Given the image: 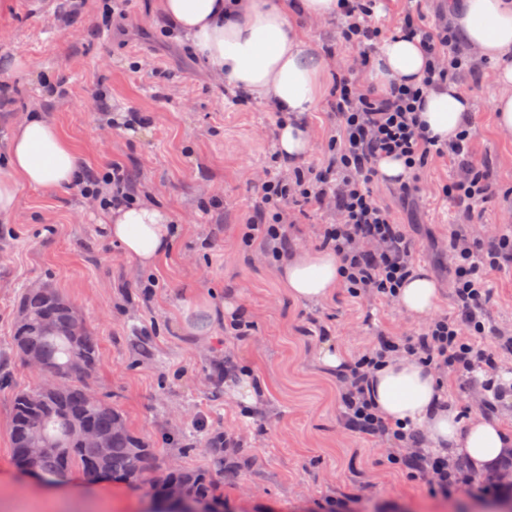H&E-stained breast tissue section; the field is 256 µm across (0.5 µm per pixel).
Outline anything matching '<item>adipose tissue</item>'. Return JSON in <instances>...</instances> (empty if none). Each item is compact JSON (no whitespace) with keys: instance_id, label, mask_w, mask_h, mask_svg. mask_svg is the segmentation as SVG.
Listing matches in <instances>:
<instances>
[{"instance_id":"1","label":"adipose tissue","mask_w":512,"mask_h":512,"mask_svg":"<svg viewBox=\"0 0 512 512\" xmlns=\"http://www.w3.org/2000/svg\"><path fill=\"white\" fill-rule=\"evenodd\" d=\"M451 24L474 57L498 65L500 90L493 99L496 124L512 132V0H457ZM172 31L190 41L214 79L243 97L282 113L277 150L289 166L311 149L305 121L324 91L332 60L306 36L301 20L336 16L339 0H155ZM429 59L418 40L394 33L382 39L369 59L379 91L419 84ZM470 99L455 83L430 88L418 111L430 134L444 140L467 127ZM82 158L54 121L25 112L12 123L0 150V219L12 217L22 189L65 191L82 178ZM109 237L139 267H152L173 250L178 229L165 207L142 201L109 210ZM280 279L301 301H328L341 286V260L330 250L296 252L282 260ZM438 300L435 281L416 268L403 283L398 303L417 318ZM371 398L386 420L416 427L434 447L475 470L494 469L512 449V434L476 413L460 422L446 402L434 370L422 360L393 356L373 370Z\"/></svg>"}]
</instances>
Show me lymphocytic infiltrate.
Listing matches in <instances>:
<instances>
[{
	"mask_svg": "<svg viewBox=\"0 0 512 512\" xmlns=\"http://www.w3.org/2000/svg\"><path fill=\"white\" fill-rule=\"evenodd\" d=\"M346 20L341 35L357 48L354 59L334 53V132L327 141L322 165H298L285 173L261 171L253 181L259 205L245 222V244H260L274 260L288 253V227L299 215L327 210L334 223L318 225L314 233L319 248L335 251L344 266L343 285L353 296L367 301L394 302L397 290L409 276L415 258L412 238L392 212L377 201L370 188L380 156L404 158L408 176L397 184L399 194L412 198L421 186L416 174L435 159L447 158L460 175L446 190L467 216L488 201L494 187L480 173L472 157L469 134L452 141L429 136L419 129L415 113L425 89L450 80L466 59L455 47L447 24L429 25L422 8L407 12L402 29L420 40L432 66L421 86L398 87L381 94L362 72L383 29L373 18L376 0H342ZM82 190L101 207L130 203L140 198L126 169L113 164L106 172L87 173ZM448 268L452 276L456 309L427 320L419 332L407 336H377L362 353L346 363L339 390L346 422L356 432L386 439L391 448L387 461L408 473L426 474L437 492L451 495L463 480L461 469L447 458L419 446L414 429L385 421L375 410L368 392L372 370L392 356L424 359L440 373L463 377L483 372L484 390L503 398L506 386L497 385L501 352L512 351V336L496 346L479 345L485 325L479 320L492 299L486 286L488 273L512 265V232L493 225L472 234L468 225L453 224L448 231Z\"/></svg>",
	"mask_w": 512,
	"mask_h": 512,
	"instance_id": "f902f5d3",
	"label": "lymphocytic infiltrate"
}]
</instances>
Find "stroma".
Listing matches in <instances>:
<instances>
[{
  "label": "stroma",
  "mask_w": 512,
  "mask_h": 512,
  "mask_svg": "<svg viewBox=\"0 0 512 512\" xmlns=\"http://www.w3.org/2000/svg\"><path fill=\"white\" fill-rule=\"evenodd\" d=\"M154 0H128L126 31L107 26L105 0H85L72 26L55 27L61 0H7L0 27L12 33L0 45V84L10 101L0 107V147L14 118L40 111L62 128L86 168L121 163L148 200L180 227L174 249L154 268L139 270L109 239L97 200L67 191L23 189L18 209L0 222V512H152L148 487L88 481L74 470L64 479L24 478L13 460L10 399L38 386L20 365L12 329L21 293L48 283L80 311L100 343L95 391L110 400L129 427L158 453L154 480L169 465L209 467L205 451L213 431L234 429L236 445L224 456L226 512H492V498L435 494L426 476L382 461L383 442L348 428L338 401L339 374L323 364L324 340L355 355L372 337L395 327L418 331L399 306L354 298L339 288L329 302L291 297L276 263L241 241L258 198L249 172L268 167L276 150V118L255 101L231 94L214 80L189 41L169 37ZM110 56L102 67L101 56ZM496 69L487 62L457 74L467 89L475 124L472 151L495 196L482 204V221H512V133L501 132L492 111ZM66 83V98L48 97L44 82ZM103 96L108 109L140 112L137 130L102 125L88 103ZM190 100L193 111L179 109ZM457 178L452 161L429 164L423 192L404 206L391 183L374 180L375 198L413 238L419 264L439 289L437 309L455 308L448 264L434 255L448 227L466 218L442 188ZM210 270L200 278V267ZM161 286L145 296L140 281ZM494 299L482 321L512 336V275L489 274ZM203 293L214 306L233 303L253 323L251 336L230 340L223 318L211 320L206 344L187 335L183 311ZM242 366L260 387L256 404L238 394L237 381L216 382L224 359Z\"/></svg>",
  "instance_id": "stroma-1"
}]
</instances>
